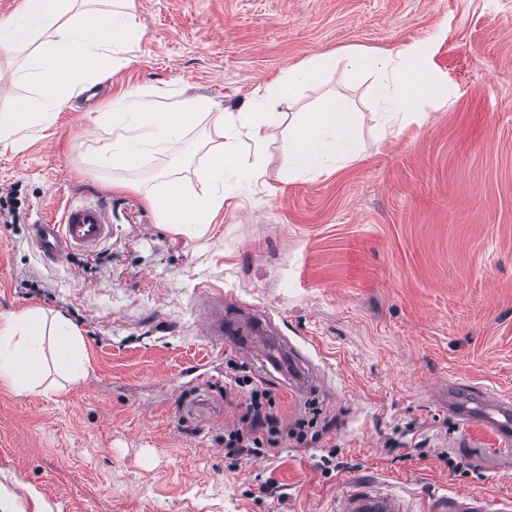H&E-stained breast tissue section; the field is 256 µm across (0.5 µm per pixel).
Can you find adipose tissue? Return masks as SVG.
Returning a JSON list of instances; mask_svg holds the SVG:
<instances>
[{
    "mask_svg": "<svg viewBox=\"0 0 512 512\" xmlns=\"http://www.w3.org/2000/svg\"><path fill=\"white\" fill-rule=\"evenodd\" d=\"M77 0H24L21 13L0 21V51H9L35 34L50 29L54 39L45 50L33 55L19 79L31 83L30 95L18 99L10 110L0 113V142L18 144L19 134L37 124H51L73 96L82 75L102 76L124 67L129 49L135 44L142 23L135 0H113L111 8L97 9L77 20L63 22ZM330 55L311 58L290 69L279 81L268 84L262 95L246 111L230 114L209 112L199 98L182 100L167 112H155L141 93L128 91L113 103L112 122L119 128L105 152L114 167H135L143 148L155 147L173 157L183 153L182 138L189 125L202 114H209L215 128L229 130L232 140L223 144L210 162V177L223 180L226 172L238 166L234 142L240 138L262 146L263 129L274 117V109L287 92L334 69ZM352 75L377 74L380 94L385 101L381 117L386 129L395 131L424 118L427 103L447 100V83L431 76L422 46H407L397 55L383 59L373 54L349 56ZM358 117L341 97H326L317 110L302 113L288 126L284 150L291 172L302 174L321 169L325 160L352 158L358 151L355 136ZM162 223L192 235L203 231L224 204L220 195L190 198L178 181L149 197ZM53 360L58 371L79 379L85 364V349L79 331L67 320H52L37 310L12 317L0 328V378L20 393L33 391L43 380L46 360Z\"/></svg>",
    "mask_w": 512,
    "mask_h": 512,
    "instance_id": "adipose-tissue-1",
    "label": "adipose tissue"
}]
</instances>
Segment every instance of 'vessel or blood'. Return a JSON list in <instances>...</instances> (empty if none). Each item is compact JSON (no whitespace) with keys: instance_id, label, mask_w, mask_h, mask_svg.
<instances>
[{"instance_id":"b4317fda","label":"vessel or blood","mask_w":512,"mask_h":512,"mask_svg":"<svg viewBox=\"0 0 512 512\" xmlns=\"http://www.w3.org/2000/svg\"><path fill=\"white\" fill-rule=\"evenodd\" d=\"M110 224V214L103 205L71 203L64 207L60 219L35 225L33 241L47 260L56 263L73 251L96 247L108 237ZM210 329L214 335L223 337L225 346L245 358H253L256 351H263L261 375H269L282 356L279 349L265 344L258 334L246 332L235 315L220 313L211 319ZM485 420L503 443L512 442V403L502 400L489 403ZM337 512H406V508L398 498L375 489L370 483L360 482L342 495ZM432 512H492V506L479 498L446 496L434 502Z\"/></svg>"}]
</instances>
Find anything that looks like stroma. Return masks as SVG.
<instances>
[{
  "instance_id": "stroma-1",
  "label": "stroma",
  "mask_w": 512,
  "mask_h": 512,
  "mask_svg": "<svg viewBox=\"0 0 512 512\" xmlns=\"http://www.w3.org/2000/svg\"><path fill=\"white\" fill-rule=\"evenodd\" d=\"M136 4L145 28L129 63L82 83L100 99L72 97L21 146L0 143V323L62 315L88 356L75 382L50 367L20 395L0 379V512H336L359 481L408 512L442 495L512 500V466L481 463L499 436L434 396L447 383L512 400V0ZM48 39L0 53V110L30 94L16 72ZM410 44L454 94L399 132L375 116L376 77L351 81L339 66L279 105L261 152L239 143L251 179H209L223 138L206 119L186 130L181 158L152 150L125 169L101 154L121 92L237 113L316 55ZM329 92L359 114V157L284 181L289 121ZM174 178L224 198L201 235L174 233L147 202ZM69 202L106 205L111 234L45 265L31 227ZM219 299L266 319L321 376L307 397L265 383L286 423L330 422L317 440L225 457L241 397L224 390L234 351L206 326ZM270 478L278 497L260 491Z\"/></svg>"
}]
</instances>
